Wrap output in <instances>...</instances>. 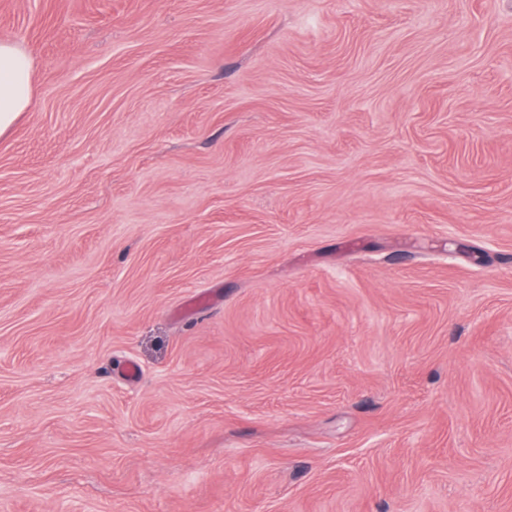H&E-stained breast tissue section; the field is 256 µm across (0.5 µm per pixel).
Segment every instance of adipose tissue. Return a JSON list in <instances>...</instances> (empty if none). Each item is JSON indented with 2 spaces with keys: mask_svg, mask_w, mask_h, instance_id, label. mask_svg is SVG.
<instances>
[{
  "mask_svg": "<svg viewBox=\"0 0 512 512\" xmlns=\"http://www.w3.org/2000/svg\"><path fill=\"white\" fill-rule=\"evenodd\" d=\"M33 70V59L25 49L0 41V136L28 111L34 95Z\"/></svg>",
  "mask_w": 512,
  "mask_h": 512,
  "instance_id": "1",
  "label": "adipose tissue"
}]
</instances>
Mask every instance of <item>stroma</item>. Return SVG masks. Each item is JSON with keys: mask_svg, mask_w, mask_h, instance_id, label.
<instances>
[{"mask_svg": "<svg viewBox=\"0 0 512 512\" xmlns=\"http://www.w3.org/2000/svg\"><path fill=\"white\" fill-rule=\"evenodd\" d=\"M0 39V512H512V0ZM33 70V59L25 49L0 41V136L28 111L34 95Z\"/></svg>", "mask_w": 512, "mask_h": 512, "instance_id": "obj_1", "label": "stroma"}]
</instances>
